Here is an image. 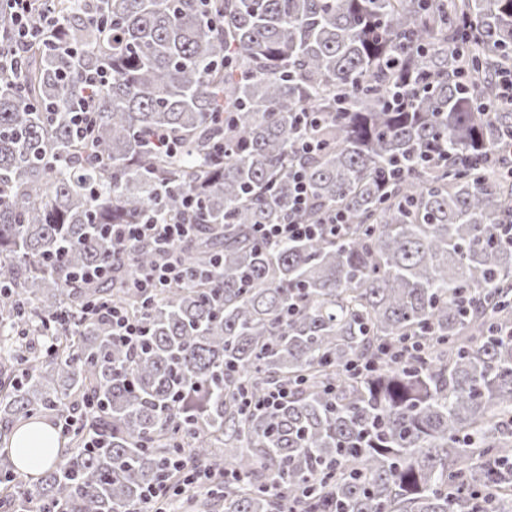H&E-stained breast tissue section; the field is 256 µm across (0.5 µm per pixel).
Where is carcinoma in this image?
<instances>
[{"label":"carcinoma","mask_w":512,"mask_h":512,"mask_svg":"<svg viewBox=\"0 0 512 512\" xmlns=\"http://www.w3.org/2000/svg\"><path fill=\"white\" fill-rule=\"evenodd\" d=\"M51 9L65 26L0 73V439L49 416L67 443L33 486L0 464L12 503L132 512L187 454L234 476L224 512H512V111L489 81L512 0ZM61 42L112 72L86 140ZM188 195L196 229L167 247L185 279L145 295L159 249L93 229ZM336 214V237L253 233ZM100 262L109 279L73 276ZM114 305L139 350L112 342Z\"/></svg>","instance_id":"1"}]
</instances>
